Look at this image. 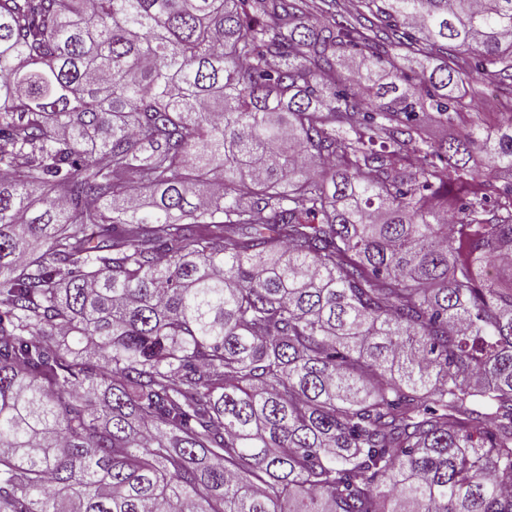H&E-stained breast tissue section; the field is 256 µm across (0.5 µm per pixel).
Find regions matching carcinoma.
I'll list each match as a JSON object with an SVG mask.
<instances>
[{
  "label": "carcinoma",
  "instance_id": "obj_1",
  "mask_svg": "<svg viewBox=\"0 0 512 512\" xmlns=\"http://www.w3.org/2000/svg\"><path fill=\"white\" fill-rule=\"evenodd\" d=\"M0 512H512V0H0Z\"/></svg>",
  "mask_w": 512,
  "mask_h": 512
}]
</instances>
